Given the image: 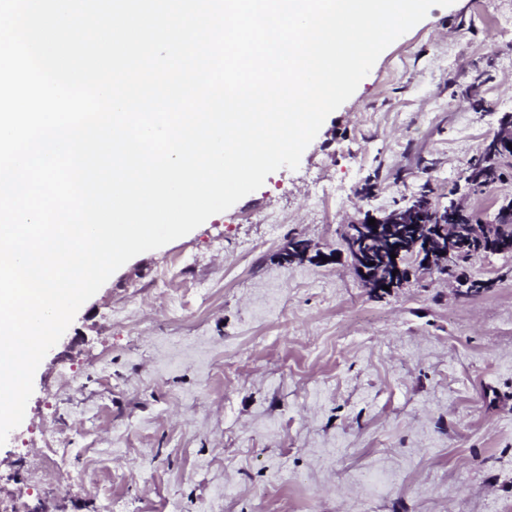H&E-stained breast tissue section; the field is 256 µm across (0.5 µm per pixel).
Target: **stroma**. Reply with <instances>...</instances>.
I'll use <instances>...</instances> for the list:
<instances>
[{"mask_svg": "<svg viewBox=\"0 0 512 512\" xmlns=\"http://www.w3.org/2000/svg\"><path fill=\"white\" fill-rule=\"evenodd\" d=\"M512 113V0H455L393 42L298 168L142 253L85 302L0 446L26 512H512V253L463 294L365 287L346 224L447 204ZM466 189L512 199V160ZM330 261L285 263L293 239ZM73 369L74 385L62 373ZM63 437L58 477L30 471Z\"/></svg>", "mask_w": 512, "mask_h": 512, "instance_id": "obj_1", "label": "stroma"}]
</instances>
